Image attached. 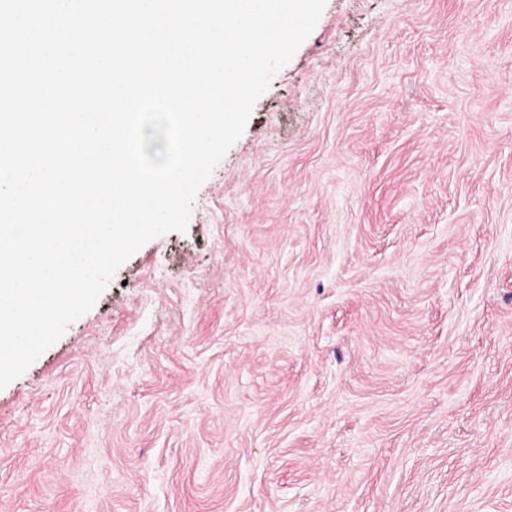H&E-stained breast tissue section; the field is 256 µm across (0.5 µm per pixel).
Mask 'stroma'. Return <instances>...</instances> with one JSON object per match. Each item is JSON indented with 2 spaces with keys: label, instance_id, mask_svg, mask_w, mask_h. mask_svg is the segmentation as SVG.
<instances>
[{
  "label": "stroma",
  "instance_id": "obj_1",
  "mask_svg": "<svg viewBox=\"0 0 512 512\" xmlns=\"http://www.w3.org/2000/svg\"><path fill=\"white\" fill-rule=\"evenodd\" d=\"M0 512H512V0H326L0 389Z\"/></svg>",
  "mask_w": 512,
  "mask_h": 512
}]
</instances>
